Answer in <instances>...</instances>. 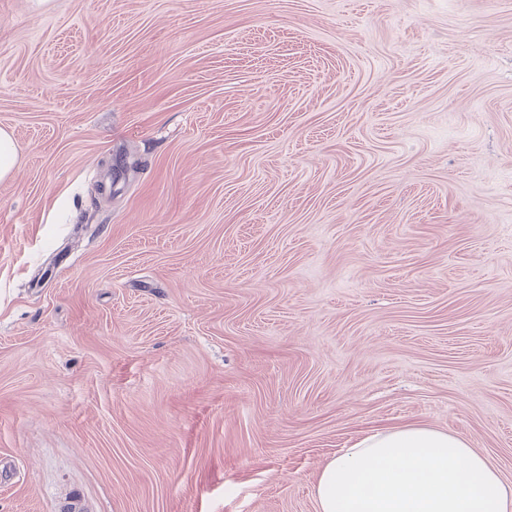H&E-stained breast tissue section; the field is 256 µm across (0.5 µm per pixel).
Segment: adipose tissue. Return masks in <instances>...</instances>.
Returning <instances> with one entry per match:
<instances>
[{
    "mask_svg": "<svg viewBox=\"0 0 512 512\" xmlns=\"http://www.w3.org/2000/svg\"><path fill=\"white\" fill-rule=\"evenodd\" d=\"M317 512H512V486L466 437L425 425L377 430L321 469Z\"/></svg>",
    "mask_w": 512,
    "mask_h": 512,
    "instance_id": "adipose-tissue-1",
    "label": "adipose tissue"
}]
</instances>
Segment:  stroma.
<instances>
[{"instance_id":"obj_1","label":"stroma","mask_w":512,"mask_h":512,"mask_svg":"<svg viewBox=\"0 0 512 512\" xmlns=\"http://www.w3.org/2000/svg\"><path fill=\"white\" fill-rule=\"evenodd\" d=\"M0 512H316L409 424L512 485V0H0ZM18 147L12 135L0 129V181L7 179L16 164Z\"/></svg>"}]
</instances>
